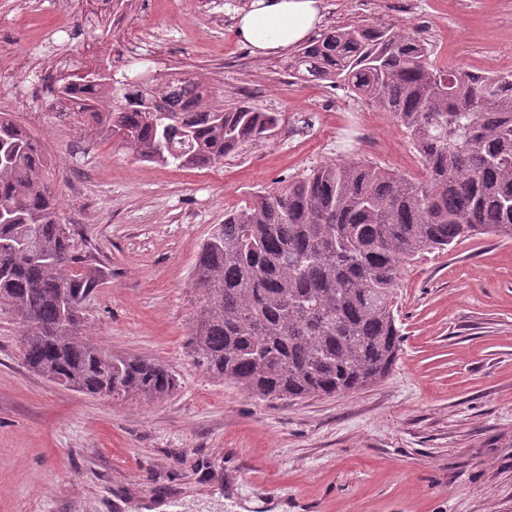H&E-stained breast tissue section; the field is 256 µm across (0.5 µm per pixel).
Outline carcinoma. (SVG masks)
<instances>
[{
	"label": "carcinoma",
	"mask_w": 512,
	"mask_h": 512,
	"mask_svg": "<svg viewBox=\"0 0 512 512\" xmlns=\"http://www.w3.org/2000/svg\"><path fill=\"white\" fill-rule=\"evenodd\" d=\"M289 77L320 81L390 113L425 171L414 178L362 160L324 163L224 215L195 265L203 303L189 337L197 367L259 398L335 396L383 380L401 347L394 315L404 265L476 236L512 239V74L437 64L416 29L384 19L328 28L288 58ZM88 122L142 161L213 167L274 136L278 118L224 109L181 73L143 92L82 86ZM48 159L0 113V310L19 320L25 364L78 392L166 396L178 380L152 359L109 354L81 311L100 271L83 265L45 180ZM36 237L40 255L24 246Z\"/></svg>",
	"instance_id": "obj_1"
}]
</instances>
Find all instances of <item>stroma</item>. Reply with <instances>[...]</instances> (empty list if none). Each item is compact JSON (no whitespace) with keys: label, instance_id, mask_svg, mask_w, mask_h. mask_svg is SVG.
Wrapping results in <instances>:
<instances>
[{"label":"stroma","instance_id":"obj_1","mask_svg":"<svg viewBox=\"0 0 512 512\" xmlns=\"http://www.w3.org/2000/svg\"><path fill=\"white\" fill-rule=\"evenodd\" d=\"M248 3L0 0V112L40 142L61 217L102 272L82 303L89 337L178 380L163 399L69 390L27 369L21 326L0 312V512H512V239L478 237L407 264L399 358L363 389L260 399L189 356L198 249L225 212L324 162L419 168L389 113L253 53L236 29ZM324 5L326 24H410L439 64L512 73V0ZM88 42L115 78L191 74L210 103L277 113V133L212 168L138 160L54 109L44 69L67 61L86 75Z\"/></svg>","mask_w":512,"mask_h":512}]
</instances>
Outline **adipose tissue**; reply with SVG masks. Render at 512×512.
Returning a JSON list of instances; mask_svg holds the SVG:
<instances>
[{"instance_id":"ef3b65f1","label":"adipose tissue","mask_w":512,"mask_h":512,"mask_svg":"<svg viewBox=\"0 0 512 512\" xmlns=\"http://www.w3.org/2000/svg\"><path fill=\"white\" fill-rule=\"evenodd\" d=\"M324 11L323 0H251L237 18V32L256 54L279 56L312 38Z\"/></svg>"}]
</instances>
